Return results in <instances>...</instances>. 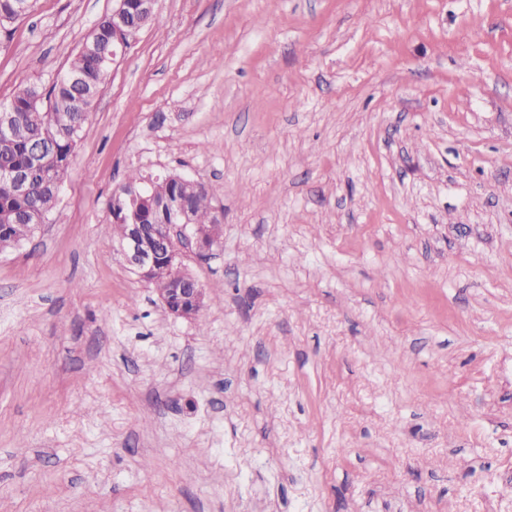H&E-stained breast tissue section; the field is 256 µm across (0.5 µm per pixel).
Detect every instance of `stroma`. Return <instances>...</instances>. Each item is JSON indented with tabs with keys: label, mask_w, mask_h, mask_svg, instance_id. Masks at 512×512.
Instances as JSON below:
<instances>
[{
	"label": "stroma",
	"mask_w": 512,
	"mask_h": 512,
	"mask_svg": "<svg viewBox=\"0 0 512 512\" xmlns=\"http://www.w3.org/2000/svg\"><path fill=\"white\" fill-rule=\"evenodd\" d=\"M113 0H37L0 102ZM55 210L0 253V512H512V0H157ZM206 184L208 298L117 252ZM149 181L146 191L142 190L148 182H141L139 188L132 189L131 199L138 191H142L134 204L122 193L113 195L110 203L111 212L113 210L123 222L132 221V213L136 208L146 223L123 224L124 233L121 236L122 224H114L119 221L112 212V233L121 236V251L138 278L146 282L150 278L149 285L153 288H166L164 291L158 290V296L167 312L174 317L192 319L203 308L206 295L199 281L187 272V253L194 252L200 257L219 246L217 237L206 239L197 225L207 228L209 224H214L212 194L179 174L158 178L151 175ZM175 193L190 201L194 224H189L191 213L179 198L167 203L170 212V224H167L168 214L162 209L161 203ZM159 262L164 263L170 281L177 288H172L161 265L152 274Z\"/></svg>",
	"instance_id": "1"
}]
</instances>
